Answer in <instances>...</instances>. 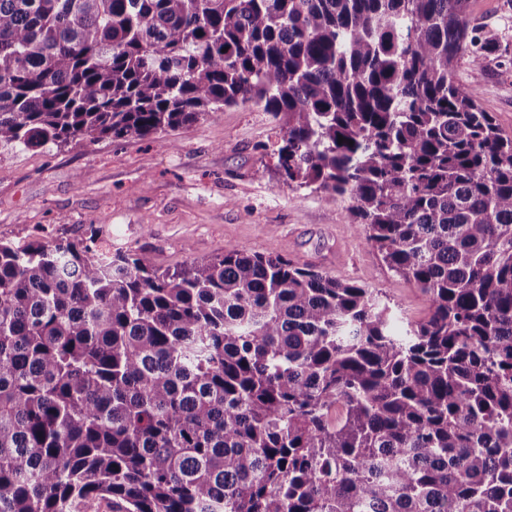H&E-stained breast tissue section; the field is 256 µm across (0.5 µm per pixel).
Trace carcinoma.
Segmentation results:
<instances>
[{"mask_svg":"<svg viewBox=\"0 0 512 512\" xmlns=\"http://www.w3.org/2000/svg\"><path fill=\"white\" fill-rule=\"evenodd\" d=\"M471 0H0V146L240 103L429 301L224 247L0 242V512H512V137ZM343 142H338V137Z\"/></svg>","mask_w":512,"mask_h":512,"instance_id":"carcinoma-1","label":"carcinoma"}]
</instances>
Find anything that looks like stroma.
Returning a JSON list of instances; mask_svg holds the SVG:
<instances>
[{"mask_svg":"<svg viewBox=\"0 0 512 512\" xmlns=\"http://www.w3.org/2000/svg\"><path fill=\"white\" fill-rule=\"evenodd\" d=\"M475 24L499 33L501 53L458 77L512 136V0H472ZM279 128L247 103L151 137L0 147V242H78L97 235L175 269L232 245L278 255L350 280L415 321L427 297L400 279L346 216V203L285 180L271 145Z\"/></svg>","mask_w":512,"mask_h":512,"instance_id":"1","label":"stroma"}]
</instances>
